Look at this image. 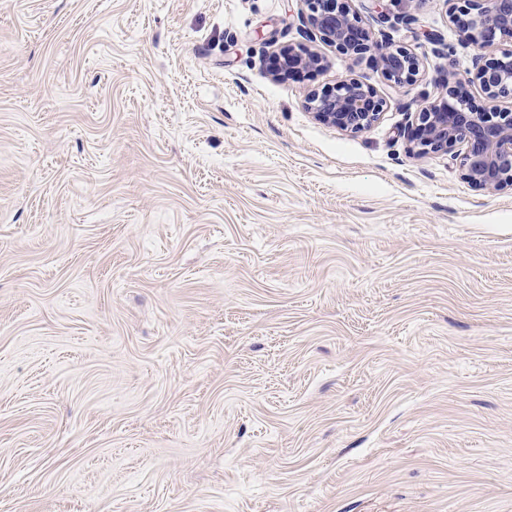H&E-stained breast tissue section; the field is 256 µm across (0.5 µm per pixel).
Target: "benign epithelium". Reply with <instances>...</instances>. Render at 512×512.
Wrapping results in <instances>:
<instances>
[{
  "label": "benign epithelium",
  "instance_id": "obj_1",
  "mask_svg": "<svg viewBox=\"0 0 512 512\" xmlns=\"http://www.w3.org/2000/svg\"><path fill=\"white\" fill-rule=\"evenodd\" d=\"M308 30L334 44L343 54L361 55L373 46L370 33L339 0H303ZM450 18L458 23L459 42L482 49L495 41L512 44V0H456ZM384 80L399 89L416 80L420 59L409 48L389 39L378 47ZM459 83H477L493 100L512 99V49L490 62L478 54ZM436 96L413 113L403 136L418 156L453 153L460 147L463 176L472 184L495 192L512 187V110L475 112L458 86L436 84ZM386 99L355 78H340L312 91L307 105L322 122L350 133L371 128L380 119Z\"/></svg>",
  "mask_w": 512,
  "mask_h": 512
}]
</instances>
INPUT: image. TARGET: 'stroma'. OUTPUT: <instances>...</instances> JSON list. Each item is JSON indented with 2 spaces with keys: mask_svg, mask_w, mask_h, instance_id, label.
Wrapping results in <instances>:
<instances>
[{
  "mask_svg": "<svg viewBox=\"0 0 512 512\" xmlns=\"http://www.w3.org/2000/svg\"><path fill=\"white\" fill-rule=\"evenodd\" d=\"M348 5L415 82L302 0H0V512H512V189L402 135L503 46ZM339 1L347 0H303L308 30L314 37L334 44L345 55L364 54L373 46L370 33ZM377 50L381 73L389 87L399 89L416 80L420 59L415 52L391 39ZM386 104L375 89L349 77L307 96L308 108L320 121L350 133L371 128L379 121Z\"/></svg>",
  "mask_w": 512,
  "mask_h": 512,
  "instance_id": "stroma-1",
  "label": "stroma"
}]
</instances>
